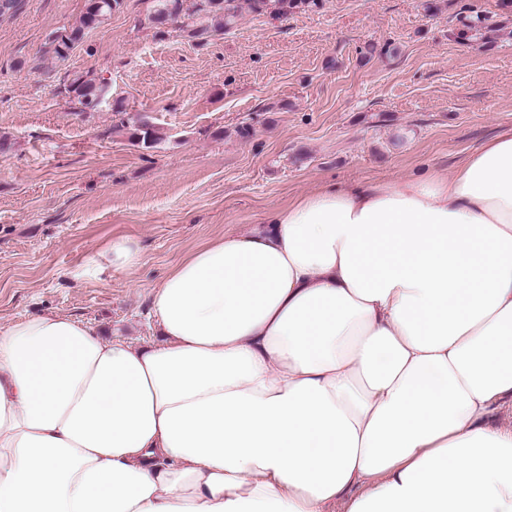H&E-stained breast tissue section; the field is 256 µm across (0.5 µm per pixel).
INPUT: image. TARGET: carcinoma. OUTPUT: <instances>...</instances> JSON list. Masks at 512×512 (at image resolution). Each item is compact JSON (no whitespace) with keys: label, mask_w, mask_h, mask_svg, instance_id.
Masks as SVG:
<instances>
[{"label":"carcinoma","mask_w":512,"mask_h":512,"mask_svg":"<svg viewBox=\"0 0 512 512\" xmlns=\"http://www.w3.org/2000/svg\"><path fill=\"white\" fill-rule=\"evenodd\" d=\"M274 2L277 11L286 15L303 10L314 4V0H246L255 13L268 9ZM124 0H86L85 9L77 23L68 29L53 32L46 43L45 54L57 63L69 59L71 51L79 44L86 32L100 26L112 13L123 7ZM154 12L149 21L159 34L161 27L173 23L194 39L205 40L214 32L228 29L239 17L241 0H155ZM68 93L88 112L97 108L98 103L109 95V85L102 79L88 74H73L67 85ZM118 129L130 131V138L145 148H152L159 141L155 126L144 115L120 119Z\"/></svg>","instance_id":"carcinoma-1"}]
</instances>
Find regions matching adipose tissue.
Returning a JSON list of instances; mask_svg holds the SVG:
<instances>
[{
  "label": "adipose tissue",
  "mask_w": 512,
  "mask_h": 512,
  "mask_svg": "<svg viewBox=\"0 0 512 512\" xmlns=\"http://www.w3.org/2000/svg\"><path fill=\"white\" fill-rule=\"evenodd\" d=\"M135 347L0 326V512H512V130L192 251Z\"/></svg>",
  "instance_id": "obj_1"
}]
</instances>
